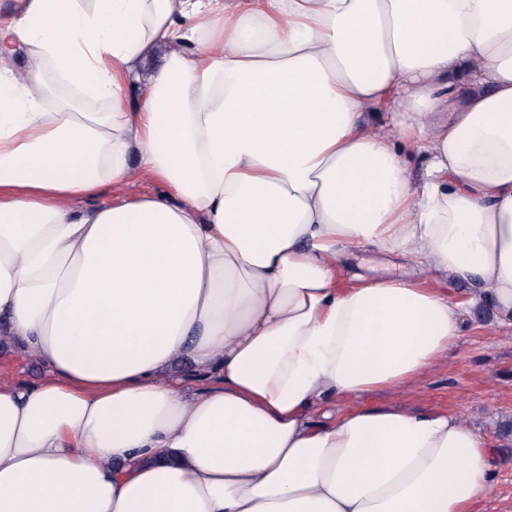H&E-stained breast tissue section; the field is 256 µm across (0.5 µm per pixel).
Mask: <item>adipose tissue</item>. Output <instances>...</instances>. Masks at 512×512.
Returning a JSON list of instances; mask_svg holds the SVG:
<instances>
[{
	"label": "adipose tissue",
	"mask_w": 512,
	"mask_h": 512,
	"mask_svg": "<svg viewBox=\"0 0 512 512\" xmlns=\"http://www.w3.org/2000/svg\"><path fill=\"white\" fill-rule=\"evenodd\" d=\"M17 46L0 340L47 373L0 376V512H481L489 439L363 402L447 359L463 304L336 260L369 244L512 318V0H23ZM49 63L79 95L48 111ZM135 172L165 191L83 206ZM172 50L188 51L189 49L182 44L175 43L171 46L155 47L148 51L144 60L138 67V70L141 73V80L131 82L129 91L131 105H135L137 102L140 90L144 86L147 76L165 64L167 57Z\"/></svg>",
	"instance_id": "obj_1"
}]
</instances>
